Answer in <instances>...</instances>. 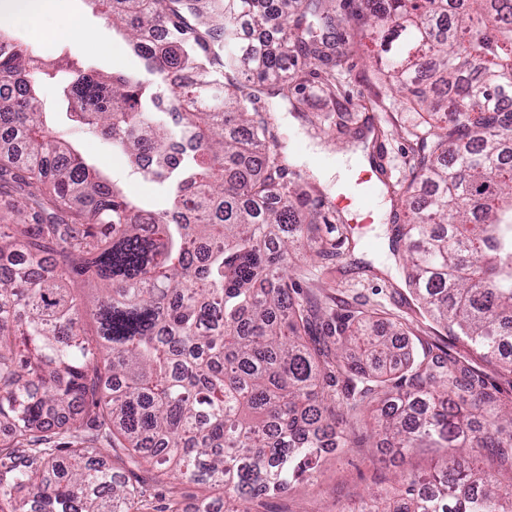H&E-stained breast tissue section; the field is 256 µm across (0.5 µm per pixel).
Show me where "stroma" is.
Listing matches in <instances>:
<instances>
[{
	"mask_svg": "<svg viewBox=\"0 0 512 512\" xmlns=\"http://www.w3.org/2000/svg\"><path fill=\"white\" fill-rule=\"evenodd\" d=\"M73 11L57 10L12 28V35L43 57L62 51L89 60L95 69L112 72L129 66L134 56L126 42L115 35L111 22L92 12L84 0H72ZM340 22L336 28V55L329 63L311 65L300 56L289 57L293 86L301 88L306 102L293 109L276 96L275 85L259 84V104L269 115L271 150L287 159V178L308 196L316 214L314 234L333 258L312 260L287 254L283 264L298 290V298L314 306L323 317L333 313L375 312L397 320L400 340L417 348H448L486 374L489 385L512 391V374L483 361L462 344H450L445 332L418 307L406 280L400 255L391 250L392 217L403 201L413 199L412 168L429 130L407 104L406 93L391 88L376 64V47L365 38L357 14L359 0H329ZM82 20L81 39L53 38L72 17ZM42 96L53 112V130L79 143L84 153L111 174H123L124 189L132 197L148 200L158 191L155 183L125 176L122 160L110 141L72 126L57 89L46 86ZM369 153L381 165L380 191L371 222H361L357 209L340 210L337 198L353 185V156ZM370 428L358 418L349 433V447L342 456H326L313 481L294 485L287 493L268 497L264 512H344L367 493L387 487L392 471L373 463Z\"/></svg>",
	"mask_w": 512,
	"mask_h": 512,
	"instance_id": "stroma-1",
	"label": "stroma"
}]
</instances>
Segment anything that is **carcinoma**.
Instances as JSON below:
<instances>
[{"label":"carcinoma","mask_w":512,"mask_h":512,"mask_svg":"<svg viewBox=\"0 0 512 512\" xmlns=\"http://www.w3.org/2000/svg\"><path fill=\"white\" fill-rule=\"evenodd\" d=\"M134 47L138 66L99 73L49 60L0 32V160L19 197L0 224V512H144L149 489L123 464L195 484V512H260L347 445L331 408H374L400 456L443 448L427 473H402L354 512H512V432L483 375L449 353L412 348L399 365L367 319L336 314L305 341L307 317L283 257L309 243L306 199L266 149L254 92L224 81L275 77L288 97V47L327 60L323 39L288 30V4L262 0H91ZM318 27L336 15L317 11ZM391 81L451 121L419 154L420 204L392 237L421 309L456 341L512 373V0H361ZM278 20L276 52L239 42ZM158 27L171 42L145 39ZM224 49V69L209 47ZM56 87L74 126L112 142L159 186L149 203L72 143L51 135L41 89ZM59 262L45 264L42 243ZM105 293L100 347L83 336L68 287ZM121 449L103 460L97 443ZM494 449L498 468L480 465Z\"/></svg>","instance_id":"obj_1"}]
</instances>
